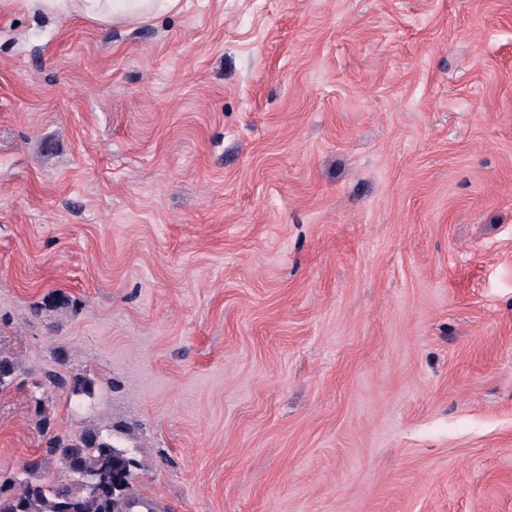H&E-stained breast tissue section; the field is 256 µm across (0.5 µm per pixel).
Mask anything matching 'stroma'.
Returning a JSON list of instances; mask_svg holds the SVG:
<instances>
[{"mask_svg":"<svg viewBox=\"0 0 512 512\" xmlns=\"http://www.w3.org/2000/svg\"><path fill=\"white\" fill-rule=\"evenodd\" d=\"M0 352L2 475L45 395L160 512H512V0L0 12Z\"/></svg>","mask_w":512,"mask_h":512,"instance_id":"stroma-1","label":"stroma"}]
</instances>
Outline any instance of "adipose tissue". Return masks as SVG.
Listing matches in <instances>:
<instances>
[{
	"label": "adipose tissue",
	"instance_id": "adipose-tissue-1",
	"mask_svg": "<svg viewBox=\"0 0 512 512\" xmlns=\"http://www.w3.org/2000/svg\"><path fill=\"white\" fill-rule=\"evenodd\" d=\"M26 8L50 16H76L107 28L135 25L175 10L180 0H23Z\"/></svg>",
	"mask_w": 512,
	"mask_h": 512
}]
</instances>
